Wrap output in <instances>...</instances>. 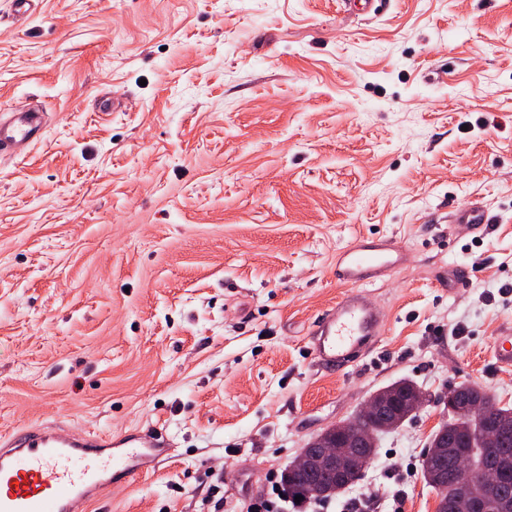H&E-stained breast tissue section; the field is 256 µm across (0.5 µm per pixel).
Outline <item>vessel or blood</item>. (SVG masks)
<instances>
[{
	"mask_svg": "<svg viewBox=\"0 0 512 512\" xmlns=\"http://www.w3.org/2000/svg\"><path fill=\"white\" fill-rule=\"evenodd\" d=\"M44 115L25 109L0 114V157L16 155L43 135ZM453 220L484 231L491 218L479 204ZM402 252L386 240H355L342 252L336 278L346 294L315 324L310 356L321 368L340 370L364 355L385 332L386 317L367 284L400 264ZM492 359L512 370V327L500 331ZM171 440L158 433L91 434L62 422H33L0 436V512H87L117 485L168 460Z\"/></svg>",
	"mask_w": 512,
	"mask_h": 512,
	"instance_id": "obj_1",
	"label": "vessel or blood"
}]
</instances>
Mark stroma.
Masks as SVG:
<instances>
[{"instance_id": "obj_1", "label": "stroma", "mask_w": 512, "mask_h": 512, "mask_svg": "<svg viewBox=\"0 0 512 512\" xmlns=\"http://www.w3.org/2000/svg\"><path fill=\"white\" fill-rule=\"evenodd\" d=\"M0 431L165 430L171 458L89 512H233L390 383L432 401L299 512H436L421 456L451 387L512 407V0H0ZM480 200L486 233L452 212ZM384 237L388 319L337 372L309 333L341 249ZM464 268L470 278L449 288ZM44 113L16 109L0 114V157L16 155L43 135ZM492 359L501 370H512V327L500 331L496 337Z\"/></svg>"}]
</instances>
